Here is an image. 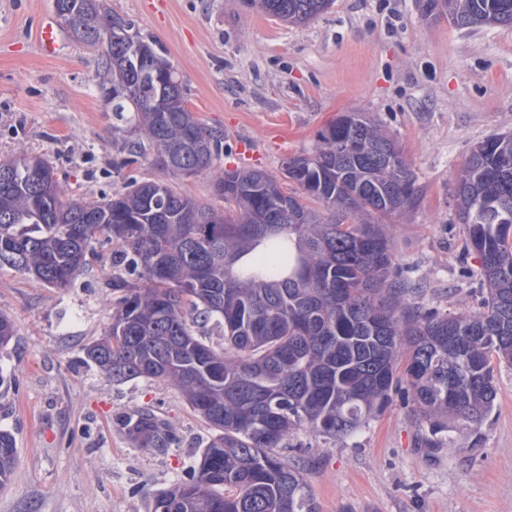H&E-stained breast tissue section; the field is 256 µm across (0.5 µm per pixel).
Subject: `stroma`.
Returning <instances> with one entry per match:
<instances>
[{
  "instance_id": "obj_1",
  "label": "stroma",
  "mask_w": 512,
  "mask_h": 512,
  "mask_svg": "<svg viewBox=\"0 0 512 512\" xmlns=\"http://www.w3.org/2000/svg\"><path fill=\"white\" fill-rule=\"evenodd\" d=\"M107 3L166 50L190 111L224 135L223 167L276 173L339 115L377 120L421 189L391 229L401 275L420 282L426 306L480 310L479 266L463 253L452 190L478 142L512 134V28H459L424 16L419 0H333L302 27L243 0ZM56 18L55 0H0V160L44 157L77 199L169 180L132 161L136 132L93 93L98 51L66 33L60 55H44L37 30ZM107 255L98 249L63 291L0 268V311L17 328L0 351V429L17 444L0 512H147L213 436L176 388L115 384L87 362L85 345L110 323ZM496 382L479 432L453 427L439 450L420 447L428 427L398 392L352 437L326 441L303 428L284 454L320 512H512V367L497 369ZM143 408L170 424L175 444L131 440L120 419Z\"/></svg>"
}]
</instances>
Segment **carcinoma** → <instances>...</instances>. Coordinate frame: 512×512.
Returning a JSON list of instances; mask_svg holds the SVG:
<instances>
[{
    "mask_svg": "<svg viewBox=\"0 0 512 512\" xmlns=\"http://www.w3.org/2000/svg\"><path fill=\"white\" fill-rule=\"evenodd\" d=\"M427 0L459 28L493 17L512 27V0ZM268 15L303 25L333 0H258ZM68 28L101 54L99 93L141 134L131 152L176 176L205 174L217 209L160 180H133L110 196L75 200L50 163L0 167V268L64 289L95 245H109L105 295L111 323L85 348L114 383L178 389L214 432L186 477L153 494L150 512H319L299 468L279 449L308 426L329 440L366 426L404 387L431 434L478 428L495 406V369L512 366V136L471 151L453 188L465 248L487 284L482 310L442 314L416 306L395 269L389 225L420 189L395 138L363 112L318 133L309 152L283 159L280 175L218 164L223 134L188 109L176 71L156 43L100 40L105 25L132 23L106 0H56ZM213 326L224 343L202 339ZM17 336L0 313V350ZM146 448H168L172 428L144 409L124 420ZM0 430V489L16 460Z\"/></svg>",
    "mask_w": 512,
    "mask_h": 512,
    "instance_id": "obj_1",
    "label": "carcinoma"
}]
</instances>
